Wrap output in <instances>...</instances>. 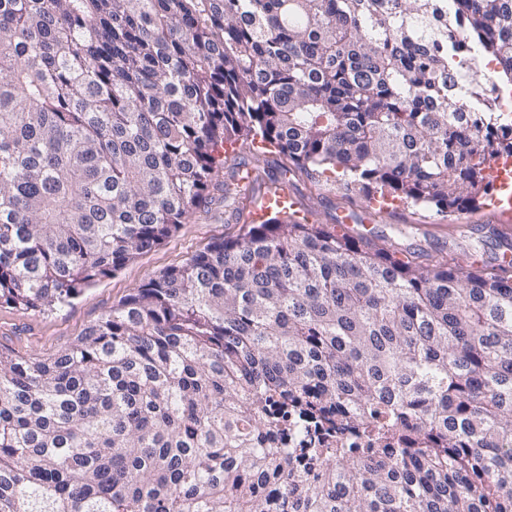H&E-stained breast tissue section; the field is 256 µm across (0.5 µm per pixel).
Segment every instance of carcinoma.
Here are the masks:
<instances>
[{
    "label": "carcinoma",
    "instance_id": "cac0c4a2",
    "mask_svg": "<svg viewBox=\"0 0 512 512\" xmlns=\"http://www.w3.org/2000/svg\"><path fill=\"white\" fill-rule=\"evenodd\" d=\"M467 43L472 60L459 55ZM512 0H0V306L161 246L260 140L282 174L476 206ZM282 210L48 356L0 348V512H512V272ZM332 433L304 448L278 431Z\"/></svg>",
    "mask_w": 512,
    "mask_h": 512
}]
</instances>
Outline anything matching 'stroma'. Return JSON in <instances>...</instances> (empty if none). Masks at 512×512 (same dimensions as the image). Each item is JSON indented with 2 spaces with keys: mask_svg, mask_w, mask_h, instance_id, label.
<instances>
[{
  "mask_svg": "<svg viewBox=\"0 0 512 512\" xmlns=\"http://www.w3.org/2000/svg\"><path fill=\"white\" fill-rule=\"evenodd\" d=\"M282 163L278 154H258L244 145L227 155L219 178L227 180L233 168L243 164L258 168L261 181L255 192L262 196L275 187ZM289 186L308 223L342 224L344 232L352 237L372 240L396 252H413L426 263L445 259L492 270L501 258L512 259V229L496 223L487 201L451 213L405 203L369 215L363 211L361 191L342 177L300 176L290 180ZM255 198L227 202L221 192H214L208 207L181 225L163 245L98 280L69 304L27 313L0 306V348L36 356L66 348L103 312L120 304L149 278L181 265L215 242L236 236L243 225L253 222Z\"/></svg>",
  "mask_w": 512,
  "mask_h": 512,
  "instance_id": "obj_1",
  "label": "stroma"
}]
</instances>
